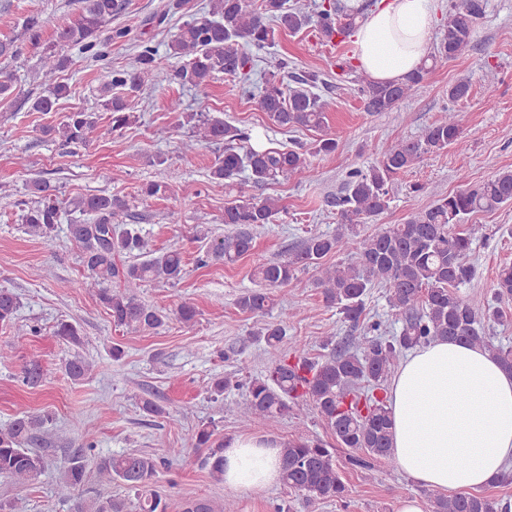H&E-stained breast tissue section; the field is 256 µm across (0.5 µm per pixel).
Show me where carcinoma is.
<instances>
[{
    "mask_svg": "<svg viewBox=\"0 0 512 512\" xmlns=\"http://www.w3.org/2000/svg\"><path fill=\"white\" fill-rule=\"evenodd\" d=\"M78 19L64 23L54 31L53 40H42L43 21L30 16L24 21V36L31 45L42 49L40 70L45 93L31 105L34 112H50L70 94V86L59 80L58 72L67 67V52L75 51L97 63L96 80L107 89H125L146 98L165 81L199 88L216 73L247 79L253 57L249 50L263 49L275 42L276 28L290 33L312 29L326 42L344 40L354 28L359 11L349 9L339 0H330L310 8L306 0H210L207 15L184 23L168 43L167 55L175 60L168 72L158 65L157 48L150 41L138 44L136 65L130 69L114 68L106 62L107 45L112 36L104 35L118 0H82ZM485 0H448L443 29L437 46L424 53L420 67L397 83L359 80L358 92L365 111L391 112L426 81L437 69L474 49L477 20L485 12ZM17 77L0 71V102L7 103ZM318 76L295 77L286 83L271 74L264 79L259 104L273 124L288 129L320 132L317 152L336 150L338 135L327 121L330 102L312 91ZM101 106L110 112L109 128L102 130L87 112H71L54 129L64 145H85L102 135L119 134L136 115L129 101L111 97ZM189 135L183 149L191 152L201 142L224 145V152L210 170V180L224 183L236 192L224 205V223L235 232L215 236L204 225L196 226L194 238L203 243L196 264L204 267L212 261L234 263L252 249V227L272 224L284 210L280 200L255 197L237 187L234 180L245 174V181L256 188L276 184L288 178H303L309 170V152L296 149L267 148L247 127L232 125L204 112L185 113ZM458 114L447 109L442 117L428 125L414 140L389 145L377 154L366 169L348 173L343 191L328 198L336 208L338 224L333 234L311 232L302 239L286 261L258 264L253 272L257 287L245 292L238 307L255 316L267 314L275 304V290L288 285L299 268L318 270L315 286L324 300L336 307L351 328L360 330L338 343L326 339L325 353L314 356L306 343L297 340L291 350L276 358L266 373L245 381L218 377L210 391L216 396L246 388L238 420L244 426L257 421L274 422L295 407H305L321 420L336 443L350 451L348 461L361 468L369 466L366 457L394 461L390 453L392 418L388 406V381L397 371L404 352L438 340L448 339L492 352L501 367L512 373V348L493 343L485 323L502 324L512 319V264L502 265L493 284L492 302L481 309L459 294L470 283L476 268L470 261L475 234L472 224L464 221L478 212H492L512 204V170L502 171L478 186L469 185L460 175V187L442 195L431 205L412 213L402 224H388L374 233L361 227L373 222L389 206L388 184L393 177L409 171L427 154L439 153L462 139ZM43 202L23 215L28 235L44 241L55 238L62 214L79 218L67 225L68 236L81 249L90 286L106 308L112 323L127 330H157L168 316L160 309L142 302L139 288L148 281L175 282L182 278L181 250L158 251L140 230L112 220L128 215L130 201L117 194H85L60 200L46 180L34 183ZM350 250L348 262L323 263L324 258L341 248ZM120 257L134 262H117ZM383 284L388 288L391 309L401 316V329L387 335L381 325L372 322L360 326L364 297L369 288ZM20 303L9 290H0V324L12 326L20 335L37 332L30 325L16 323ZM297 316L290 311L276 323L261 327L255 336L271 348H278L287 335L288 320ZM55 334L67 345H79L82 336L77 325L62 320ZM91 364L79 355L65 360V372L73 381L84 379ZM24 385L35 388L43 381L39 361L32 360L21 371ZM52 422L47 412H26L0 427V477L14 484L28 485L48 468L47 458L29 448L41 429ZM214 426L201 425L191 436L192 447L206 448L205 464L211 473L224 475V443L213 440ZM88 443L68 455L57 469L59 496L73 501L74 512H169L167 498L152 489V484L166 466V458L131 450L103 457L96 462L97 480L110 485L117 482L134 499L97 493L87 497ZM282 483L302 495L309 503L341 501L347 486L336 464V449L321 439H296L283 444L281 451ZM429 512H512V504L477 494L450 495L427 493ZM182 512H235L232 503L216 506L205 499H188Z\"/></svg>",
    "mask_w": 512,
    "mask_h": 512,
    "instance_id": "obj_1",
    "label": "carcinoma"
}]
</instances>
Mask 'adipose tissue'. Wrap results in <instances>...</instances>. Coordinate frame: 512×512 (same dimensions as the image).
Returning <instances> with one entry per match:
<instances>
[{"label": "adipose tissue", "mask_w": 512, "mask_h": 512, "mask_svg": "<svg viewBox=\"0 0 512 512\" xmlns=\"http://www.w3.org/2000/svg\"><path fill=\"white\" fill-rule=\"evenodd\" d=\"M439 23L438 0H378L352 35L359 69L379 83L416 69ZM391 454L422 486L477 492L512 466V374L489 351L439 340L408 353L388 390ZM281 445L236 436L224 444V487L279 483Z\"/></svg>", "instance_id": "obj_1"}]
</instances>
